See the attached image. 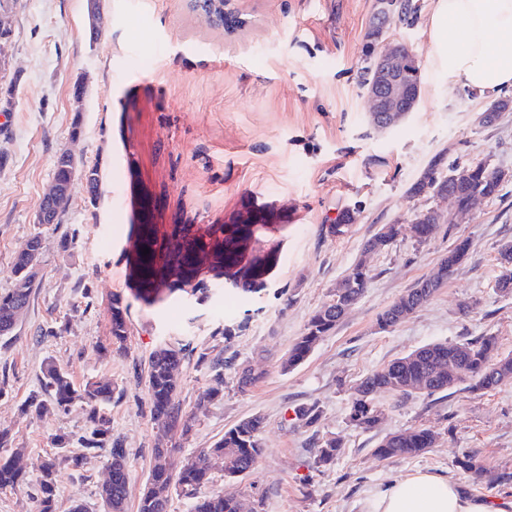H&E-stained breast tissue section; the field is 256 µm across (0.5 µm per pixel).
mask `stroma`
<instances>
[{"mask_svg": "<svg viewBox=\"0 0 512 512\" xmlns=\"http://www.w3.org/2000/svg\"><path fill=\"white\" fill-rule=\"evenodd\" d=\"M432 4L420 0L413 24L391 29V39L418 56L420 96L390 129L371 123L360 84L376 0H224L223 15L208 23L201 0H100L104 29L95 42L87 0H26L12 16L19 85L13 118L0 131V290L11 287L13 259L37 232L43 259L17 336L0 348V370L8 374L0 431L24 449L27 480L19 490H0V512H35L31 487L44 460L60 451L55 438L74 439L88 427L82 403L42 415L28 408L48 358L75 386L103 377L120 388L107 411L113 436L129 453L127 512H136L159 436L144 376L163 339L190 348L177 378L184 408L197 418L173 464L242 418L258 414L265 421L256 469L234 481L213 471L205 492L260 501L259 512H362L371 493L423 470L459 482L472 497L512 500V383L447 396L381 392L375 429L364 432L347 421L350 386L423 345L494 335L502 352H512V295L495 287L499 249L512 240V177L497 198L439 225L426 242H417L409 227L432 205L408 189L435 156L448 165L486 161L512 174V108L493 123L479 121L496 99L512 101V91L497 98L447 91L446 79L429 66ZM83 78L88 92L78 102L72 89ZM63 150L98 166L101 197L90 204L83 179L75 178L63 224L41 228L35 212ZM252 198L288 215L285 226L264 234L278 245L280 260L261 291L228 285L220 299L172 295L152 306L139 298L129 272L141 225H155L162 236L178 224L200 232ZM348 211L354 219L345 234H330ZM394 222L403 226L397 241L363 256L366 240ZM67 232L75 238L65 250L60 240ZM459 238L471 242L468 259L414 314L379 330L378 315L436 272ZM362 256L371 279L359 302L304 362L282 371V358L310 316ZM115 294L128 306L120 354L109 333ZM463 303L473 308L466 318ZM219 328L230 329V339L216 336ZM214 347L224 351L225 385L210 399L206 393L217 385L201 355ZM244 362L266 376L240 394L231 381ZM313 402L318 421H294V407ZM421 425L438 433L434 448L412 458L375 457L384 436ZM331 435L343 446L332 463L315 467V450ZM469 453L486 472L482 481L455 465ZM106 465L101 453L77 473L61 466L57 512L76 501L87 512H103L98 488Z\"/></svg>", "mask_w": 512, "mask_h": 512, "instance_id": "obj_1", "label": "stroma"}]
</instances>
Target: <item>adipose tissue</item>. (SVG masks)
<instances>
[{"instance_id":"1","label":"adipose tissue","mask_w":512,"mask_h":512,"mask_svg":"<svg viewBox=\"0 0 512 512\" xmlns=\"http://www.w3.org/2000/svg\"><path fill=\"white\" fill-rule=\"evenodd\" d=\"M429 24L431 66L449 85L482 95L512 88V0H434ZM363 512H512V503L473 498L460 483L417 470L372 494Z\"/></svg>"}]
</instances>
